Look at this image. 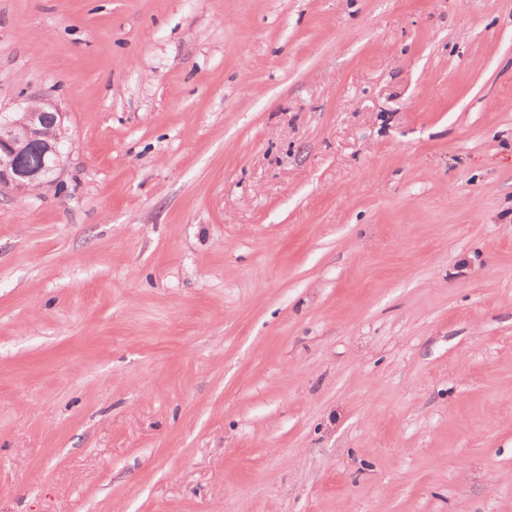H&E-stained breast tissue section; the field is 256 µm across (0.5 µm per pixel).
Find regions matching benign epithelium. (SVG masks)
Listing matches in <instances>:
<instances>
[{"mask_svg":"<svg viewBox=\"0 0 512 512\" xmlns=\"http://www.w3.org/2000/svg\"><path fill=\"white\" fill-rule=\"evenodd\" d=\"M31 152L40 163L27 162ZM64 157V113L45 98L30 97L15 112L0 111V193L24 195L44 184Z\"/></svg>","mask_w":512,"mask_h":512,"instance_id":"7a95c632","label":"benign epithelium"}]
</instances>
